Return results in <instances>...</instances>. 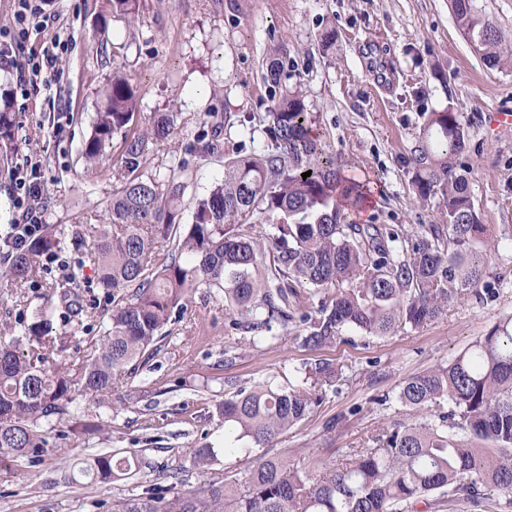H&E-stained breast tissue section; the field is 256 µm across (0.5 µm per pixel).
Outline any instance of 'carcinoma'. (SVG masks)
<instances>
[{"mask_svg":"<svg viewBox=\"0 0 512 512\" xmlns=\"http://www.w3.org/2000/svg\"><path fill=\"white\" fill-rule=\"evenodd\" d=\"M109 2L113 15L135 20L137 0ZM450 7L459 33L478 43L485 64L512 65V50L502 48L500 31L478 0H450ZM282 67L278 57L268 64L278 93L261 128V152L222 140L218 124L198 140L204 155L224 152V177L194 201L188 223L182 222L181 174L145 171L153 141L176 132L174 115L142 118L135 91L113 73L82 144L93 169L121 137L107 223L88 231L44 224L20 248L6 239L0 270V292L21 299L43 276L46 258L84 254L112 308L101 313L102 334L69 366H51L49 359L70 341L50 336L57 311L76 321L83 315L70 289L27 307L30 320L0 324V468L45 452V428L81 424L73 410L77 397L111 396L137 363L161 351L165 328L181 321L200 288L224 300L231 327L246 333L244 343L276 345L294 327V339L309 350L335 344L347 330L383 337L419 329L469 294H496L478 289L495 243L475 209L462 112L432 113L413 157L418 197L446 201L448 239L418 235L406 248L395 233L352 222L365 188L343 176V161L312 129L301 89L281 85ZM0 145L16 148L6 90ZM295 373L296 385H239L224 398L218 411L235 440L272 448L320 405L321 390L339 392L342 373L327 359ZM397 400L423 418L393 423L372 446L349 453L338 467L321 466L315 478L289 468L283 454H264L240 477L204 478L188 490H176L183 480L174 472L177 483L114 500L112 512H409L418 503L477 506L492 491L512 504V318L496 322L447 365L407 380ZM216 457L215 449L198 448L193 466L204 474ZM143 464L135 451L106 452L64 468L73 481L106 484L136 475Z\"/></svg>","mask_w":512,"mask_h":512,"instance_id":"cac0c4a2","label":"carcinoma"}]
</instances>
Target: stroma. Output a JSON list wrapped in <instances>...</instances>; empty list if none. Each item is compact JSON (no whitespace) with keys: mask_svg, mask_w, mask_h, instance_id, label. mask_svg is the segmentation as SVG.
I'll return each instance as SVG.
<instances>
[{"mask_svg":"<svg viewBox=\"0 0 512 512\" xmlns=\"http://www.w3.org/2000/svg\"><path fill=\"white\" fill-rule=\"evenodd\" d=\"M46 2L70 42L55 90H21L0 59V88L12 96L18 145L13 152L0 149V236L19 217L13 173L32 152L42 160V223L106 222L121 143L113 141L93 174L85 172L80 148L116 67L136 89L142 113L177 115L176 134L153 144L147 170L183 168L185 201L207 194L224 175V156L198 154L197 135L224 117L259 120L271 110L267 64L280 46L283 79L301 85L327 150L343 160L346 175L374 191L355 223L416 235L446 224L443 199L416 196L412 161L430 113L461 107L474 204L497 244L487 276L497 293L451 304L417 330L382 338L348 331L316 352L291 339L269 349L238 346L223 305L198 290L162 350L138 364L111 400H75L91 430L57 440L39 462L24 457L0 470V512H108L113 499L139 494L176 471L191 487L200 479L194 452L205 446L219 452L210 476L244 473L262 450L223 455L224 421L216 407L227 380L285 385L294 369L319 358L340 368V391L326 393L277 446L303 471L340 463L380 427L407 418L396 400L404 381L448 364L497 320L512 318V136L489 128L491 112L512 106V69L483 64L460 35L448 0H138L132 24L109 17L106 0ZM330 28L336 39L326 48L321 35ZM77 292L95 315L56 355L59 363L84 354L90 337L101 332L97 311L110 305L92 270H85ZM233 345L238 356L222 367L224 350ZM381 396L386 405L378 404ZM129 448L142 450L146 461L132 478L90 485L62 472L63 460Z\"/></svg>","mask_w":512,"mask_h":512,"instance_id":"35a3bbf8","label":"stroma"}]
</instances>
